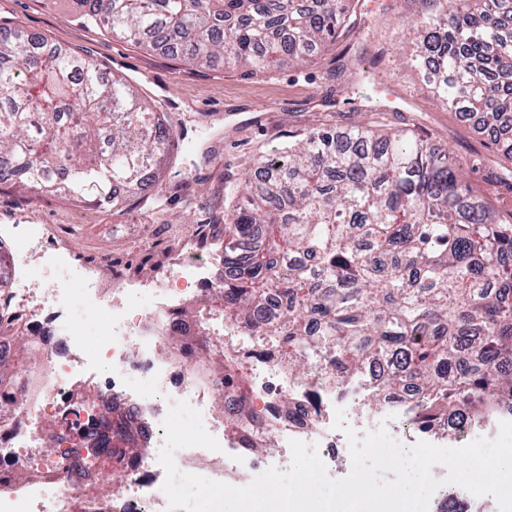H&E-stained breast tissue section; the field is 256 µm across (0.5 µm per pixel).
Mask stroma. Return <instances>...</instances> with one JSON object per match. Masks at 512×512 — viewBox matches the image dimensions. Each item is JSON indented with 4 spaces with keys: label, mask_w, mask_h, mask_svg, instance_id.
<instances>
[{
    "label": "stroma",
    "mask_w": 512,
    "mask_h": 512,
    "mask_svg": "<svg viewBox=\"0 0 512 512\" xmlns=\"http://www.w3.org/2000/svg\"><path fill=\"white\" fill-rule=\"evenodd\" d=\"M364 32H341L320 59L303 67L279 66L261 75L221 67L195 68L175 53L113 38L83 22L67 0H0V27L44 36L55 47L99 63L105 74L131 84L148 102L164 98L176 122L188 130L170 147L156 189L133 196L121 208H93L53 195L24 194L0 185V224H43L70 250L79 266L107 256L112 277L100 287L140 289L151 300L172 248L186 235L214 257L224 254V186L256 168L260 156L285 146L290 136L324 126L339 130L369 122L380 130L415 129L447 147L472 185L499 209L512 210V186L486 183L488 169H511L475 117L437 106L423 73L403 64L410 49L403 21L428 8L426 0H352ZM390 90L359 94L375 72ZM352 416L386 426L401 445L422 435L403 408L370 405L358 389Z\"/></svg>",
    "instance_id": "1"
}]
</instances>
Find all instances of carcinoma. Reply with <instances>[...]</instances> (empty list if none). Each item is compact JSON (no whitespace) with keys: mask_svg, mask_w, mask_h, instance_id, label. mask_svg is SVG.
<instances>
[{"mask_svg":"<svg viewBox=\"0 0 512 512\" xmlns=\"http://www.w3.org/2000/svg\"><path fill=\"white\" fill-rule=\"evenodd\" d=\"M114 37L189 66L264 73L312 62L353 23L342 0H73ZM407 64L436 100L512 133V0H432ZM163 112L93 61L35 35L0 36V185L118 207L165 164ZM225 186L224 293L208 313L288 346V368L342 390L373 363L371 397L415 388L413 421L452 436L512 409V213L421 132L315 127ZM124 192H115L116 186ZM27 319L0 308V341ZM336 357L314 370L312 355ZM98 439L140 451L111 406Z\"/></svg>","mask_w":512,"mask_h":512,"instance_id":"obj_1","label":"carcinoma"}]
</instances>
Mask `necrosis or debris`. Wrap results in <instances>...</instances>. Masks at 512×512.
I'll return each instance as SVG.
<instances>
[{
  "label": "necrosis or debris",
  "mask_w": 512,
  "mask_h": 512,
  "mask_svg": "<svg viewBox=\"0 0 512 512\" xmlns=\"http://www.w3.org/2000/svg\"><path fill=\"white\" fill-rule=\"evenodd\" d=\"M44 229L29 225L20 239L14 224L0 226V240L10 243L18 258L10 270V285L0 290V305L25 299L29 306L25 331L0 344V360L9 362L16 379L12 389L0 394V403L12 414L0 424V481L10 492L0 495V512H54L77 494L84 475L98 477L112 488V512H167L162 491L165 470L158 456L165 431L162 422L175 403L185 401L200 410L206 431L219 450L188 447L178 450L175 463L187 473L195 460L221 461V480L246 485L269 468L287 470L290 443L300 440L317 445L328 473L337 461L349 459L345 434L335 428L337 409L347 406L344 395L325 386L320 377L301 380L289 374L281 350L254 336L241 335L232 324L200 312L188 317L181 299L191 295L200 302L224 286L223 262L211 261L192 242H184L173 258L168 279L155 285V299L137 303V289L116 288L111 300L96 302V272L108 267L99 258L85 272L82 286L65 275L49 288L32 287L35 269L55 263L62 246L40 248ZM178 350H170L171 340ZM41 353L42 368L52 383L42 403L25 398L24 361L31 350ZM209 349L231 355L232 376H215L200 386L195 375L199 352ZM97 367L94 381L74 389L71 375L76 365ZM114 404L133 426L142 447L139 456L123 463L101 462L91 453L73 450L71 438L106 404ZM57 421L59 443L41 452L44 414ZM259 417L260 432L248 434L229 423L232 415ZM31 467L60 472L53 488L31 485L25 471Z\"/></svg>",
  "instance_id": "4bbe7bcc"
}]
</instances>
